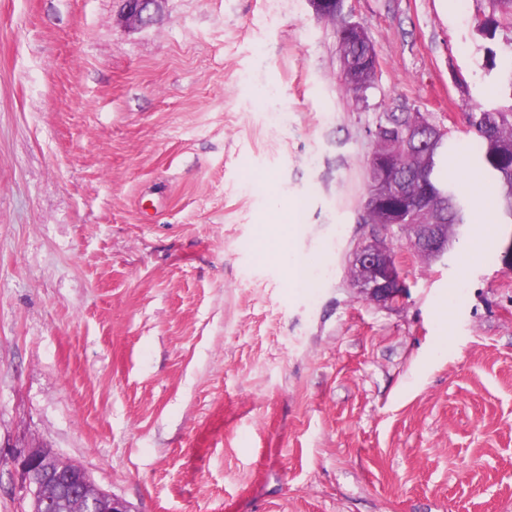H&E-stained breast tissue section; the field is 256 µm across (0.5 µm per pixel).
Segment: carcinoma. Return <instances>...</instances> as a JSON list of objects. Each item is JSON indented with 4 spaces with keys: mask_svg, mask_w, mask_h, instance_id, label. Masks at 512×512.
I'll list each match as a JSON object with an SVG mask.
<instances>
[{
    "mask_svg": "<svg viewBox=\"0 0 512 512\" xmlns=\"http://www.w3.org/2000/svg\"><path fill=\"white\" fill-rule=\"evenodd\" d=\"M489 15L477 20L478 31L495 36L502 27L512 33V0H488ZM342 57L352 58L345 73L347 92H367L372 88L371 79L364 67V59L373 49L371 43L355 41L345 35L344 26L337 29ZM420 113L407 112L400 115L386 114V123L379 129L377 154L392 153L400 162L395 177H406L410 181V197L417 195L416 181H424L430 189L426 199L427 212L432 218L448 212V244L458 239L460 229L467 224L468 205L457 198L450 184L442 176L448 163V132L436 136L431 154L423 158L413 150L402 132L416 125ZM468 126L480 140L478 162L495 190L494 208L502 223L512 224V81L509 82L508 101L497 107L471 112ZM48 498L54 502L57 512H81L79 500L69 496H55L50 488L31 503V512H39L40 503Z\"/></svg>",
    "mask_w": 512,
    "mask_h": 512,
    "instance_id": "obj_1",
    "label": "carcinoma"
}]
</instances>
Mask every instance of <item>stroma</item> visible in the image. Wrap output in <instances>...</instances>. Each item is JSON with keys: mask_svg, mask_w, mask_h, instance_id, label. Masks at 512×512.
Wrapping results in <instances>:
<instances>
[{"mask_svg": "<svg viewBox=\"0 0 512 512\" xmlns=\"http://www.w3.org/2000/svg\"><path fill=\"white\" fill-rule=\"evenodd\" d=\"M476 10L347 0L358 99L308 0H0V512L32 448L132 512H512V225L390 239L384 305L349 267L383 113L479 150L512 33ZM288 203L306 288L259 249ZM121 17L126 22L146 25L160 13L165 0H119ZM337 37L339 46L342 52V57L348 59L352 58L353 63H348L345 69V86L347 92L352 94V90L356 92H362L363 95L368 89L372 88L371 79L364 67V59L367 57L369 52L373 49V46L368 38V43L364 41H355L349 36L345 35L344 25L340 23L337 29Z\"/></svg>", "mask_w": 512, "mask_h": 512, "instance_id": "35a3bbf8", "label": "stroma"}]
</instances>
